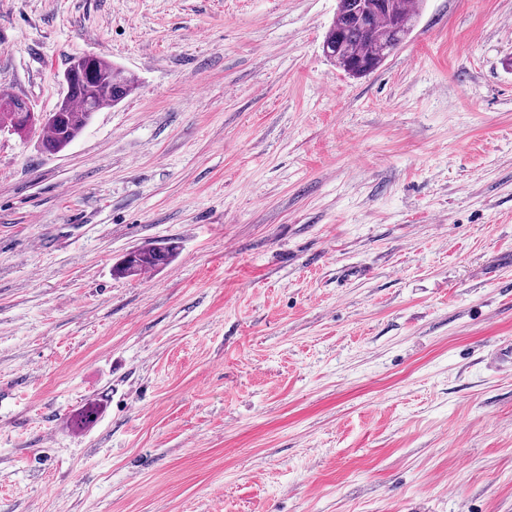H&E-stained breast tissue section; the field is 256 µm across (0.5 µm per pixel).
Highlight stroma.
Here are the masks:
<instances>
[{
    "mask_svg": "<svg viewBox=\"0 0 512 512\" xmlns=\"http://www.w3.org/2000/svg\"><path fill=\"white\" fill-rule=\"evenodd\" d=\"M0 0V512H512V0ZM167 267L113 276L128 251ZM416 0H339L323 53L352 77L377 70L409 34ZM78 59H82V63L72 80L70 72L65 76L70 87L66 89L68 95L64 106L58 112L43 117L32 112L30 105L24 100H18L20 98L17 96H0V131L24 134L37 123H42L43 148L48 153H56L81 134L94 112L104 106H115L132 93V80L111 62L94 55ZM12 100H18L14 105L19 112L7 106ZM177 247L170 244L149 245L126 253L113 268L123 276H137L168 265L176 255Z\"/></svg>",
    "mask_w": 512,
    "mask_h": 512,
    "instance_id": "stroma-1",
    "label": "stroma"
}]
</instances>
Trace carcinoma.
<instances>
[{"label":"carcinoma","instance_id":"obj_1","mask_svg":"<svg viewBox=\"0 0 512 512\" xmlns=\"http://www.w3.org/2000/svg\"><path fill=\"white\" fill-rule=\"evenodd\" d=\"M416 15L414 0H338L336 18L323 41V53L352 77L377 70L409 34ZM134 83L114 64L94 55L82 57L73 74L64 106L46 116L15 112L0 96V131L24 134L42 124V145L56 153L74 141L94 113L115 106L132 93ZM177 247L149 245L126 253L114 267L123 276H137L168 265Z\"/></svg>","mask_w":512,"mask_h":512}]
</instances>
